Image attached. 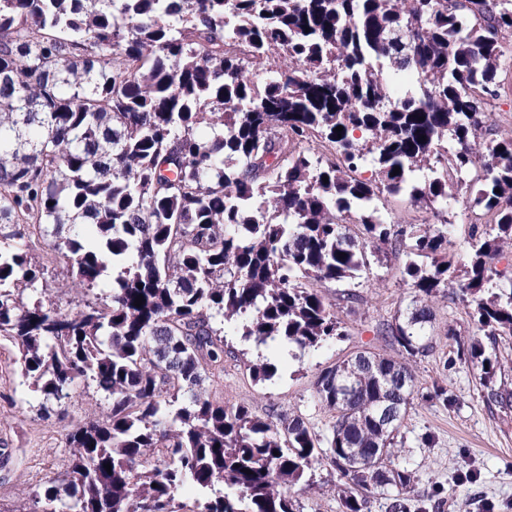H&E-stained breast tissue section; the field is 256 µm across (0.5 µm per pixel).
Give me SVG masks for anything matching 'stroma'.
Listing matches in <instances>:
<instances>
[{"label":"stroma","instance_id":"stroma-1","mask_svg":"<svg viewBox=\"0 0 512 512\" xmlns=\"http://www.w3.org/2000/svg\"><path fill=\"white\" fill-rule=\"evenodd\" d=\"M448 220L454 226L450 249L458 258L454 274L461 277L469 266L472 227L489 219L457 202L449 205ZM46 251L41 242L31 251L47 268L45 298L61 309L73 308L81 297L62 290L65 265L59 259L47 260ZM371 262L369 278L312 284L335 311L340 336L295 360L282 345L258 347L228 334L224 364L208 370L201 392L228 406H246L261 417L274 411L295 414L313 431L326 433L336 412L312 398L321 371L358 352L402 356L401 348L386 342L381 330L414 294L402 275L406 259L388 250ZM429 303L434 311L432 348L412 364L421 396L408 408L402 427L410 447L407 459L417 476L414 497L436 506L437 512H512V407L487 402L480 369L463 355L477 333L468 307L451 290L431 297ZM263 362L275 364L277 373L267 381L254 380L253 369ZM437 387L447 389L452 405L423 400V393ZM39 402L21 374L15 349L0 346V512H25L33 497L44 494L50 479L68 466L66 434L71 424L101 414L105 406L101 395L92 392L42 418ZM426 432L434 443L419 447L417 438ZM469 469L478 472V482H459V474ZM311 480L310 489H290L301 512H341L333 464L323 461Z\"/></svg>","mask_w":512,"mask_h":512}]
</instances>
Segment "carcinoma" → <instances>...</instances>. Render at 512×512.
I'll use <instances>...</instances> for the list:
<instances>
[{
  "instance_id": "1",
  "label": "carcinoma",
  "mask_w": 512,
  "mask_h": 512,
  "mask_svg": "<svg viewBox=\"0 0 512 512\" xmlns=\"http://www.w3.org/2000/svg\"><path fill=\"white\" fill-rule=\"evenodd\" d=\"M506 30L512 0H0V343L42 414L85 382L108 402L71 425V463L29 512H56L63 494L75 512H176L188 484L211 492L200 512H298L280 487L325 458L341 512H371L375 492L387 512H411L407 363L358 352L321 372L314 398L336 410L327 435L195 388L224 363L234 317L258 346L302 353L340 335L302 280L353 278L382 247L406 255L417 292L387 337L412 358L429 352L426 301L455 260L448 220L390 224L384 195L440 217L460 193L491 217L497 235L472 234L455 292L478 331L512 336V279L496 268L512 238V130L479 155L471 145L512 67ZM273 55L288 61L274 76ZM365 166L376 178L355 176ZM33 237L70 265L71 287L101 286L109 301L25 303L44 287ZM467 357L488 400H512L481 341ZM381 406L399 412L394 425ZM369 455L377 465L359 466Z\"/></svg>"
}]
</instances>
